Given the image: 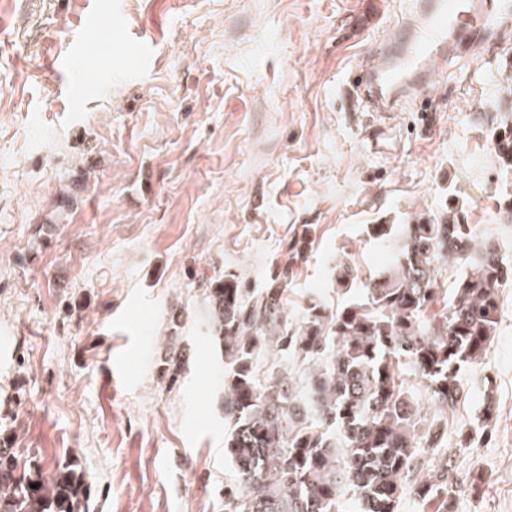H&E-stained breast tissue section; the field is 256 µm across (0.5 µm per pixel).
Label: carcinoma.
<instances>
[{"label": "carcinoma", "instance_id": "1", "mask_svg": "<svg viewBox=\"0 0 512 512\" xmlns=\"http://www.w3.org/2000/svg\"><path fill=\"white\" fill-rule=\"evenodd\" d=\"M512 167V134L497 138ZM388 264L351 296L357 272L339 261L333 293L288 312V276L311 240L259 288L224 273L204 283L207 335L224 355V456L234 478L224 512H398L410 495L426 512H450L451 449L442 447L460 373L485 356L500 322V288L512 263L480 240L459 209L416 212L405 224H373ZM461 269L442 310L439 263ZM408 365L427 396L409 394ZM82 476L66 466L46 481L13 448H0V512H87Z\"/></svg>", "mask_w": 512, "mask_h": 512}]
</instances>
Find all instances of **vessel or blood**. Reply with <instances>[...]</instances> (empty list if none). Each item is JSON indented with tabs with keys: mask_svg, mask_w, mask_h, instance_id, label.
Here are the masks:
<instances>
[{
	"mask_svg": "<svg viewBox=\"0 0 512 512\" xmlns=\"http://www.w3.org/2000/svg\"><path fill=\"white\" fill-rule=\"evenodd\" d=\"M512 16V0H406L391 37L349 80L373 110L385 112L424 95L434 67H447L481 47L498 21Z\"/></svg>",
	"mask_w": 512,
	"mask_h": 512,
	"instance_id": "b4317fda",
	"label": "vessel or blood"
}]
</instances>
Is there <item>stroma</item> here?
I'll return each mask as SVG.
<instances>
[{
  "label": "stroma",
  "instance_id": "35a3bbf8",
  "mask_svg": "<svg viewBox=\"0 0 512 512\" xmlns=\"http://www.w3.org/2000/svg\"><path fill=\"white\" fill-rule=\"evenodd\" d=\"M400 0H0V448L72 465L89 512H224L233 477L203 281L259 287L308 233L288 309L390 250L371 224L459 200L512 261V40L437 75L424 109L344 91ZM143 56L142 66L129 63ZM389 124L393 137L371 147ZM70 194L74 204L59 210ZM444 442L451 512H512V284ZM189 359L165 369L169 346ZM492 418H485L486 404Z\"/></svg>",
  "mask_w": 512,
  "mask_h": 512
}]
</instances>
